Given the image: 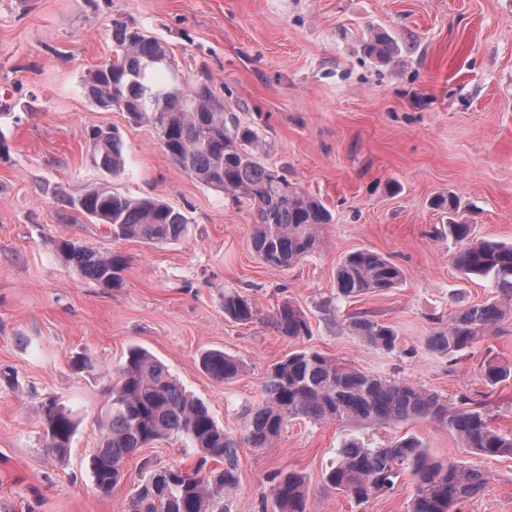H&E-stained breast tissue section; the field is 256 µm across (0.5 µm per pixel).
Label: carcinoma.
<instances>
[{"label": "carcinoma", "mask_w": 512, "mask_h": 512, "mask_svg": "<svg viewBox=\"0 0 512 512\" xmlns=\"http://www.w3.org/2000/svg\"><path fill=\"white\" fill-rule=\"evenodd\" d=\"M112 52V58L85 79V88L98 105L116 107L150 125L180 170L252 205L257 221L252 225L251 245L269 267L286 269L317 249L321 227L331 223L330 212L263 161L258 132L224 110V99L210 83L185 81L173 67L165 43L121 21L112 24ZM89 139L98 167L119 174L124 165L119 132L96 126ZM68 204L108 225L114 240L164 244L180 239L188 224L184 214L165 201L132 199L104 184ZM448 236L460 244L453 256L457 269L490 280L500 289L501 299L459 311L448 326L436 330L428 344L443 354L469 347L512 310V244L476 239L468 224L448 225ZM56 249L81 277L105 288L120 283L124 262L111 251L72 239L58 241ZM402 276L399 266L382 255L356 250L338 265L336 287L341 295L355 297L395 288ZM256 314L247 297L224 293V317L243 325ZM273 323L284 336L309 333L307 322L290 304L277 308ZM354 326L368 345L393 347L395 334L389 327L368 318L356 320ZM201 365L218 381H232L242 373L239 359L222 351L203 354ZM37 414L46 446L66 455L78 428L76 414L54 399L41 402ZM292 419L354 427L423 420L454 433L463 447L478 455L512 456V434L495 430L468 403L450 410L441 396L415 383L361 371L307 349L271 366L261 399L236 436L224 430L203 404L187 396L162 362L136 348L117 369L102 416V434L91 464L94 482L99 490L111 492L121 482L131 455L180 435L200 453L197 466L191 472L172 466L150 470L130 512H231L239 483V443L270 448ZM210 461L222 462L224 468H206ZM405 472L414 483L407 512H454L478 495L486 481L480 470L464 463L432 458L420 439L407 436L380 448L354 441L343 445L324 483L363 504L392 490L394 479ZM307 490L305 478L295 472L276 476L274 512H305Z\"/></svg>", "instance_id": "cac0c4a2"}]
</instances>
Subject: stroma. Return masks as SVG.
I'll return each mask as SVG.
<instances>
[{"label": "stroma", "instance_id": "stroma-1", "mask_svg": "<svg viewBox=\"0 0 512 512\" xmlns=\"http://www.w3.org/2000/svg\"><path fill=\"white\" fill-rule=\"evenodd\" d=\"M120 20L162 40L191 81L211 80L224 106L255 128L264 159L319 199L332 222L315 252L276 270L252 249L256 213L180 171L153 129L98 106L84 79L112 55ZM388 36L393 59L364 51ZM0 512H129L159 466L193 470L198 455L174 437L130 457L112 492L97 489L90 459L101 435L112 372L130 348L161 360L225 430L241 428L260 400L271 365L309 349L360 370L409 381L449 406L478 403L491 425L512 433V379L489 385L485 371L512 370V314L463 351L426 344L457 311L498 298L490 281L467 278L444 225H471L476 238L512 242V0H0ZM114 127L125 165L114 176L92 158V127ZM105 184L181 210L185 236L163 244L113 239L67 202ZM459 201L448 214L438 195ZM79 240L123 256L122 283L80 277L55 250ZM399 265L396 288L344 297L336 269L355 250ZM256 306L251 323L224 316V295ZM289 303L307 320L298 337L272 325ZM361 316L392 328L396 346L363 342ZM221 350L243 373L208 375L200 356ZM47 397L80 425L66 458L46 448L35 409ZM431 456L481 468L484 489L461 512H512V457H485L426 421L357 429L292 420L274 447L237 450L231 512H273V478L297 472L306 512H406L410 474L357 504L327 489L323 475L345 441L378 448L407 436Z\"/></svg>", "mask_w": 512, "mask_h": 512}]
</instances>
